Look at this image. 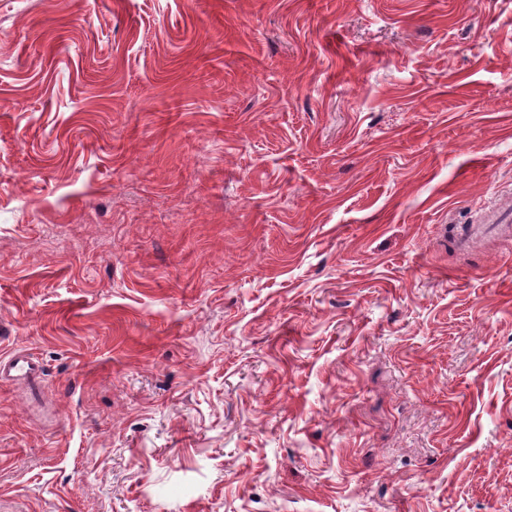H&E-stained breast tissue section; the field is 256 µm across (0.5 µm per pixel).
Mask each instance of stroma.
<instances>
[{
  "instance_id": "1",
  "label": "stroma",
  "mask_w": 512,
  "mask_h": 512,
  "mask_svg": "<svg viewBox=\"0 0 512 512\" xmlns=\"http://www.w3.org/2000/svg\"><path fill=\"white\" fill-rule=\"evenodd\" d=\"M512 0H0V512H512ZM43 366L37 357L24 351H16L0 358V380L10 382L22 379L29 384L40 382Z\"/></svg>"
}]
</instances>
